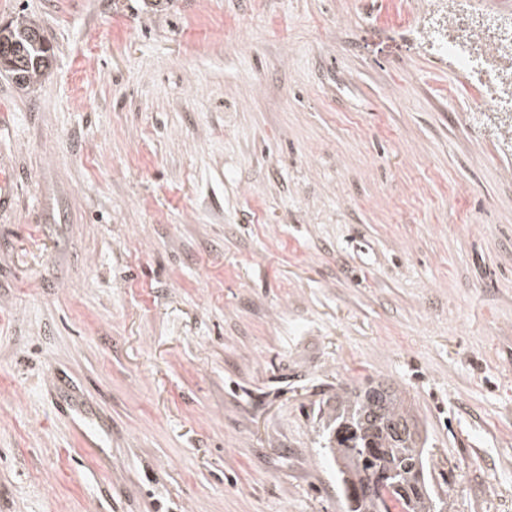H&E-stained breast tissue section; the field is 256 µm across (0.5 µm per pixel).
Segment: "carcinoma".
<instances>
[{
	"mask_svg": "<svg viewBox=\"0 0 512 512\" xmlns=\"http://www.w3.org/2000/svg\"><path fill=\"white\" fill-rule=\"evenodd\" d=\"M40 27L18 22L0 28V72L27 88L51 66ZM323 452L336 466L345 512H441L427 475L425 441L397 390L381 383L336 394L323 426Z\"/></svg>",
	"mask_w": 512,
	"mask_h": 512,
	"instance_id": "cac0c4a2",
	"label": "carcinoma"
}]
</instances>
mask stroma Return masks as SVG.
<instances>
[{
	"mask_svg": "<svg viewBox=\"0 0 512 512\" xmlns=\"http://www.w3.org/2000/svg\"><path fill=\"white\" fill-rule=\"evenodd\" d=\"M442 0H0V512H343L319 411L403 390L512 512V114ZM38 32L37 24L26 21L0 28V72L11 76L20 88L29 87L51 66L52 49Z\"/></svg>",
	"mask_w": 512,
	"mask_h": 512,
	"instance_id": "obj_1",
	"label": "stroma"
}]
</instances>
